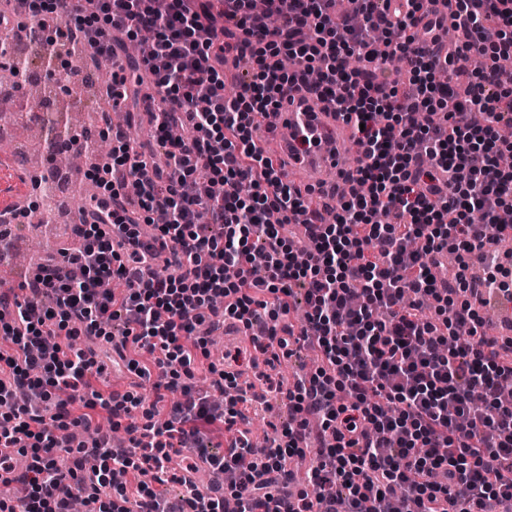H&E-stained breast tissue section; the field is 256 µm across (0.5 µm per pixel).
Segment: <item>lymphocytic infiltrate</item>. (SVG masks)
<instances>
[{
	"mask_svg": "<svg viewBox=\"0 0 512 512\" xmlns=\"http://www.w3.org/2000/svg\"><path fill=\"white\" fill-rule=\"evenodd\" d=\"M11 2L0 0L9 35L112 60L114 107L151 93L161 151L145 153L102 118L111 154L92 173L90 221L73 227L79 248L39 263L24 299L0 297V402L12 405L0 412V482L26 490L18 503L0 500V512H71L77 497L90 512H224L229 500L236 512H408L412 501L420 512H512V396L502 392L512 342L486 337L465 275L472 252L512 232V170L497 162L512 142L495 128L512 117V69L501 65L512 58V0H454L464 40L442 59L417 45L432 30L419 17L424 0H361L358 26L337 20L336 0H265L261 14L252 0H26L23 23ZM145 29L153 40L127 61ZM245 58L225 97V62ZM397 58L401 83L389 77ZM312 69L322 74L314 93L334 97L355 129L351 178L367 188L340 196L327 224L252 138L257 116L281 108ZM120 197L124 208L112 210ZM103 217L152 225L170 251L163 269L151 246L115 252ZM256 239L259 268L249 260ZM297 287L299 329L288 320ZM116 306L126 313L118 340ZM225 321L267 364L295 345L319 362L286 389L293 418L259 451L237 374L201 362ZM82 336L114 350L83 349ZM144 351L154 367L140 364ZM112 353L180 392L164 424L141 396L93 389ZM202 368L211 391L230 392L224 410L194 390ZM100 409L126 420L125 447L105 435L60 440L72 426L94 429ZM206 426L223 432V456L201 451ZM173 438L197 455L171 502L155 488L169 481ZM61 452L72 467L59 465ZM306 453L308 486L291 490L286 463ZM203 468L238 480L203 492ZM117 471L134 489L113 485Z\"/></svg>",
	"mask_w": 512,
	"mask_h": 512,
	"instance_id": "1",
	"label": "lymphocytic infiltrate"
}]
</instances>
